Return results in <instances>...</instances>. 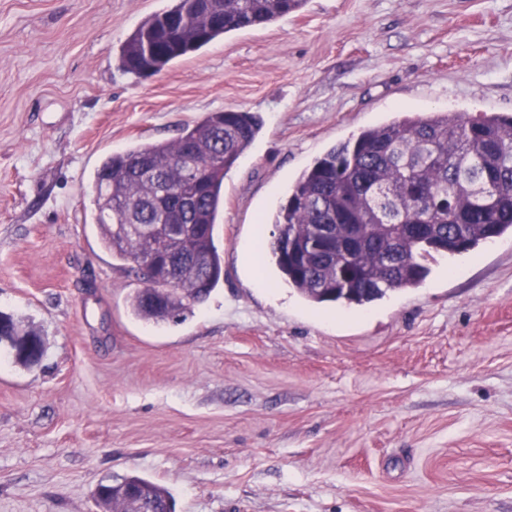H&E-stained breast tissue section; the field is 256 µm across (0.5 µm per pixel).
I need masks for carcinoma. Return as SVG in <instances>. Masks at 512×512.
Segmentation results:
<instances>
[{
	"instance_id": "carcinoma-1",
	"label": "carcinoma",
	"mask_w": 512,
	"mask_h": 512,
	"mask_svg": "<svg viewBox=\"0 0 512 512\" xmlns=\"http://www.w3.org/2000/svg\"><path fill=\"white\" fill-rule=\"evenodd\" d=\"M306 0H172L145 18L120 49V67L154 75L219 37L271 23ZM262 128L250 112H211L172 142L139 144L113 153L95 173L96 224L101 245L132 262L164 247L151 226L183 207L173 191L199 176L184 212L185 264L166 287L152 278L129 294L130 314L144 323L178 321L188 296L204 300L224 276L215 231L223 209L224 176ZM270 241L259 238L263 264L312 304L364 306L388 293L420 287L435 255L468 253L491 238L512 235V115L428 112L362 129L304 170L273 216ZM341 235L363 230L346 254L324 247L322 225ZM24 332L44 355L40 330L0 312L4 341ZM131 489L152 512H173L171 493L139 476L101 484L98 509H135Z\"/></svg>"
}]
</instances>
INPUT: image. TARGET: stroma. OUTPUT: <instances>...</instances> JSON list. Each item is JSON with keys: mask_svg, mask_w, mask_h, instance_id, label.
<instances>
[{"mask_svg": "<svg viewBox=\"0 0 512 512\" xmlns=\"http://www.w3.org/2000/svg\"><path fill=\"white\" fill-rule=\"evenodd\" d=\"M171 0H0V512H97L140 476L175 512H512V237L422 287L313 305L255 268L289 184L336 142L421 112L512 114V0H307L142 77L119 66ZM263 129L224 179V277L177 324L126 298L94 173L208 113ZM265 287H257L256 278ZM20 332H24L29 336H34V342L32 345L33 352L43 357L46 350V339L42 336L40 330L33 327L23 328L12 316L0 312V336H4L0 342H8L11 340V336H13L12 344L15 348L14 354H16L24 345V340L22 339L23 336H17Z\"/></svg>", "mask_w": 512, "mask_h": 512, "instance_id": "stroma-1", "label": "stroma"}]
</instances>
